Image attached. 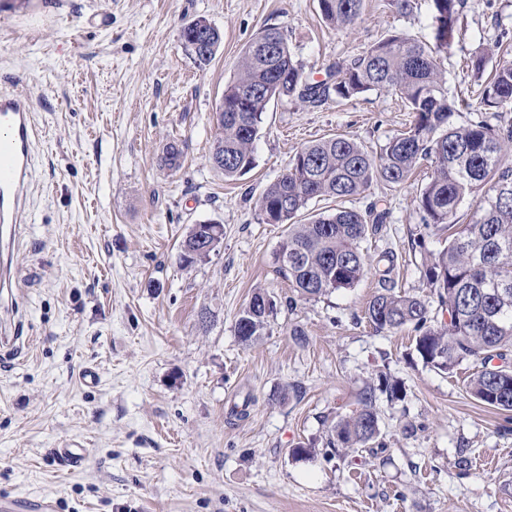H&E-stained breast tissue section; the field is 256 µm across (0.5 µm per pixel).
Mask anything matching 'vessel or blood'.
Masks as SVG:
<instances>
[{
  "instance_id": "b4317fda",
  "label": "vessel or blood",
  "mask_w": 512,
  "mask_h": 512,
  "mask_svg": "<svg viewBox=\"0 0 512 512\" xmlns=\"http://www.w3.org/2000/svg\"><path fill=\"white\" fill-rule=\"evenodd\" d=\"M32 103L21 92H0V279L10 280L8 260L25 206L33 159L35 129ZM56 499L18 495L0 506V512H57Z\"/></svg>"
}]
</instances>
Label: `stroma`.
<instances>
[{
  "mask_svg": "<svg viewBox=\"0 0 512 512\" xmlns=\"http://www.w3.org/2000/svg\"><path fill=\"white\" fill-rule=\"evenodd\" d=\"M201 16L223 35L205 67L181 40ZM267 25L312 82L388 35L435 34L429 0L403 14L365 0L344 31L325 27L317 0H0V90L29 95L37 127L18 290L0 307V326L17 329L0 341V499L51 495L58 512H512V412L471 396V364L426 366L412 328L375 331V274L298 298L274 262L288 227L256 207L312 141L343 134L379 154L413 121L401 99L272 101L254 168L228 182L211 166L216 107ZM477 52L512 62V0H464L441 60L458 122L485 115L467 65ZM170 142L183 151L174 172L160 160ZM429 170L308 212L378 201L387 222L365 249L395 251L399 289L427 296L424 257L444 246L415 204ZM203 223L224 237L182 265L179 244ZM258 288L277 307L247 346L235 324ZM383 378L403 398L376 397L380 451L334 454L332 424ZM242 403L247 417L231 416ZM67 441L85 445L81 466L59 455ZM297 446L310 456L292 458Z\"/></svg>",
  "mask_w": 512,
  "mask_h": 512,
  "instance_id": "1",
  "label": "stroma"
}]
</instances>
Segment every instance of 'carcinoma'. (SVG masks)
Instances as JSON below:
<instances>
[{
    "instance_id": "obj_1",
    "label": "carcinoma",
    "mask_w": 512,
    "mask_h": 512,
    "mask_svg": "<svg viewBox=\"0 0 512 512\" xmlns=\"http://www.w3.org/2000/svg\"><path fill=\"white\" fill-rule=\"evenodd\" d=\"M321 19L334 30L353 25L364 0H318ZM462 0H430L435 43L429 45L403 33L371 45L348 64L329 66L327 80L311 83L294 61L282 31L265 26L246 47L238 72L224 88L229 111L218 124L210 162L232 180L252 169L255 142L270 101L296 98L321 104L332 97L351 99L369 91H393L414 122L370 154L353 138L336 135L315 141L289 160L285 171L267 186L258 202L266 224H286L288 233L275 256L278 272L298 296L316 299L355 287L373 267L378 289L366 307L378 331L411 326L415 350L423 363L450 372L464 361L475 366L468 381L479 402L512 411V124L483 120L457 124L455 102L440 56L454 43ZM195 61L208 65L222 41L218 28L199 17L181 34ZM480 104L486 110L512 108V64L491 74ZM429 180L416 196L426 224L445 235L447 245L425 257L423 280L437 298L445 319L430 316V301L402 293L391 277L397 255L385 251L372 257L363 247L378 232L387 211L375 201L361 210L340 208L318 213L297 224V216L318 198H363L373 182L406 183L423 162ZM475 203L468 222L460 221V205ZM211 225L199 224L182 243L181 261L191 265L208 257ZM265 295L255 292L236 320L238 339L249 344L266 331L275 305L259 307ZM500 364H492L493 360ZM362 407L338 420L329 445L347 453L372 449L380 431L371 392Z\"/></svg>"
}]
</instances>
